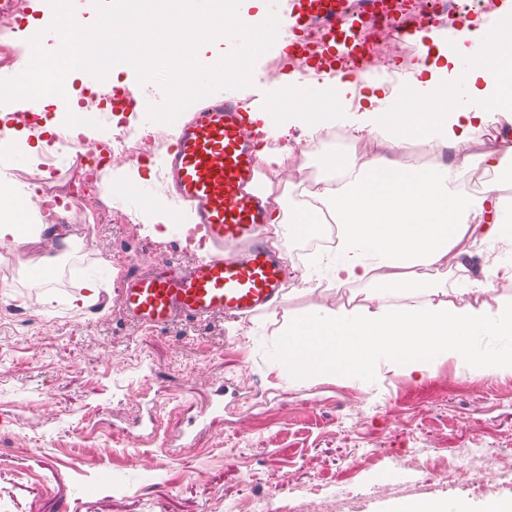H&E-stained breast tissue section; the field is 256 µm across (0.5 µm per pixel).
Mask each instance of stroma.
Segmentation results:
<instances>
[{
	"mask_svg": "<svg viewBox=\"0 0 512 512\" xmlns=\"http://www.w3.org/2000/svg\"><path fill=\"white\" fill-rule=\"evenodd\" d=\"M289 57L276 44L257 57L237 92L245 107L277 94L269 71L293 73ZM489 147L473 132L460 183L477 194L496 188L512 214V180L477 162ZM79 171L72 150L11 177L55 190ZM159 195L155 180L132 196L109 193L83 216L91 239L73 224L21 245L0 287V512H391L418 498L484 512L512 499V481L476 475L467 456L496 448L512 463V372L451 360L422 377L381 363L307 380L278 363L285 324L318 306L366 305L371 289L336 285L319 251L302 253L295 225L279 244L291 271L276 307L163 330L126 322L122 277L183 247L145 231ZM476 246L466 244V268L451 259L425 272L460 306L473 301L462 287L482 276ZM47 257L52 285L32 287L27 270ZM90 276L97 298L72 308ZM398 461L415 462L409 480L385 478Z\"/></svg>",
	"mask_w": 512,
	"mask_h": 512,
	"instance_id": "1",
	"label": "stroma"
}]
</instances>
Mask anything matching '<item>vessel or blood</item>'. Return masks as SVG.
I'll list each match as a JSON object with an SVG mask.
<instances>
[{"label": "vessel or blood", "instance_id": "vessel-or-blood-1", "mask_svg": "<svg viewBox=\"0 0 512 512\" xmlns=\"http://www.w3.org/2000/svg\"><path fill=\"white\" fill-rule=\"evenodd\" d=\"M361 4L408 41L427 28L422 20L402 25L384 0ZM349 10V0H291L292 22L284 26L283 37L292 39L310 20L335 28L348 20ZM190 112L173 150L163 156V180L190 208L208 250L182 252L126 274L118 304L125 320L139 328L253 315L279 304L287 283L282 260L262 242L265 209L246 191L263 163L239 101L211 95L195 102Z\"/></svg>", "mask_w": 512, "mask_h": 512}]
</instances>
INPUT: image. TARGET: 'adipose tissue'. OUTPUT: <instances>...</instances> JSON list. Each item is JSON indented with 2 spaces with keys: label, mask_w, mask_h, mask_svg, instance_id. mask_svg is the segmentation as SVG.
Returning <instances> with one entry per match:
<instances>
[{
  "label": "adipose tissue",
  "mask_w": 512,
  "mask_h": 512,
  "mask_svg": "<svg viewBox=\"0 0 512 512\" xmlns=\"http://www.w3.org/2000/svg\"><path fill=\"white\" fill-rule=\"evenodd\" d=\"M67 0H46L40 17L32 19L28 37L41 45L47 37L63 39L83 28L81 10L67 8ZM486 25L468 20L457 36L456 51H449L437 32H428L438 52L429 66L416 67L413 91H391L385 97L363 94L362 81L325 78L295 83L282 77L286 101L253 109L248 117L264 135H287L290 127L309 130L334 123L338 108L360 112L352 134L379 133L387 151L403 145H423L439 154L460 150L475 127L499 116L512 123V24L487 35ZM35 71L57 73L58 82L32 84L21 76L0 86V97L15 99L41 116L38 133L22 129L0 141V156L25 163H40L55 148L53 134L84 131L70 106L75 91L70 78L75 58L58 52H33ZM385 155L354 163L345 181L315 193L304 206L287 212L265 183L256 191L268 203L264 227L270 246H277L288 224L316 232L323 215L338 228V244L321 258L337 284L366 281L374 286L376 309L345 307L323 309L289 323L284 361L289 372L318 378L336 373H366L381 361L408 374H424L437 362L468 358L485 372L512 371V352L480 356L471 343L472 332L512 337V306L488 303L461 307L438 299L421 271L447 259L464 263L467 240L484 236L492 242H512V224L501 221L500 202L490 195L460 191L452 166L406 169ZM194 224L188 211L169 202H155L146 230L154 236L176 232L187 235ZM53 231L39 211L27 206L15 184L0 177V241L35 243ZM401 298L398 307L387 305Z\"/></svg>",
  "instance_id": "1"
}]
</instances>
